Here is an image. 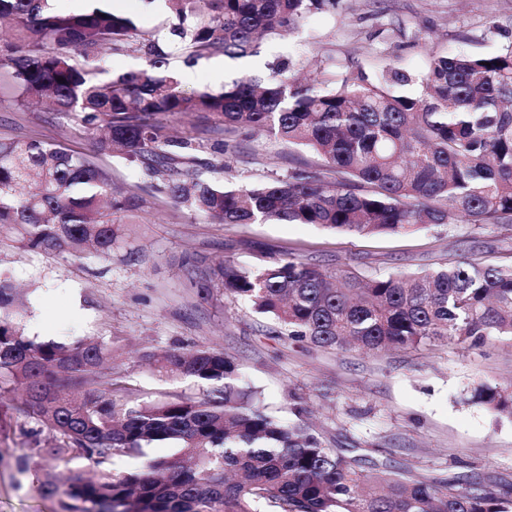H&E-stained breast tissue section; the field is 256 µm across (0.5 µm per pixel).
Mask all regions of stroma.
<instances>
[{
  "label": "stroma",
  "mask_w": 512,
  "mask_h": 512,
  "mask_svg": "<svg viewBox=\"0 0 512 512\" xmlns=\"http://www.w3.org/2000/svg\"><path fill=\"white\" fill-rule=\"evenodd\" d=\"M107 7L156 36L188 91L218 92L245 74L268 78L273 65L285 63L312 75L373 76L390 63L416 74L434 55L462 49L489 54L512 44V0H341L334 9L307 15L289 33L264 37L251 56L212 55L188 64L169 33L163 0H108ZM17 96L0 70V140L70 148L142 199L127 245L108 258L29 248L16 230L0 228V270L21 290L18 317L28 336L111 341L113 376L143 397L202 393L194 379L160 377L149 353L220 350L236 359L240 385L258 391L284 422L309 425L325 447L390 459L417 477L471 475L512 492V420L466 400L479 384H512V336L468 348L436 341L408 350H325L281 336L272 317L233 301L223 289L202 292L191 276L193 266L229 258L255 268L294 257L334 278L351 272L366 280L434 269L459 257L496 261L512 255V227L441 224L357 236L308 224H221L175 207L124 155L97 150L79 119L20 107ZM162 122L169 134L190 140L185 155L204 178L227 187L287 175L300 161L319 162L306 149L244 129L228 133L199 114H171ZM50 438L49 430L24 418L0 436V454L28 455L30 467L21 475L0 465V512H52L36 476L63 480L77 465H44L33 448Z\"/></svg>",
  "instance_id": "stroma-1"
}]
</instances>
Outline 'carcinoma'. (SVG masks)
I'll return each instance as SVG.
<instances>
[{
	"label": "carcinoma",
	"mask_w": 512,
	"mask_h": 512,
	"mask_svg": "<svg viewBox=\"0 0 512 512\" xmlns=\"http://www.w3.org/2000/svg\"><path fill=\"white\" fill-rule=\"evenodd\" d=\"M57 13L49 0H0L14 41L0 45L19 104L35 99L74 115L101 151L114 148L158 180L177 207L224 224H310L359 235L403 234L428 224H512V46L484 55L435 56L420 74L388 66L377 77L301 80L279 65L271 80L243 76L220 92L185 93L157 39L87 0ZM186 58L255 53L264 32L290 31L341 0H163ZM133 49L146 65L101 78L108 51ZM332 88H327V85ZM199 113L317 153L286 177L226 189L182 161L188 142L167 136L161 116ZM139 208L131 190L87 159L41 140L0 141V224L25 246L104 257L124 240ZM206 286L269 314L290 338L324 349H416L436 340L462 347L512 336V264L461 258L416 273L335 287L319 268L287 257L257 268L227 259L198 270ZM15 286L0 277V433L20 418L55 440L37 452L96 470L60 486L38 481L57 512H512L484 481L413 477L392 462H365L326 448L286 424L239 386L234 357L210 348L151 354L163 377H191L202 397L139 398L98 368L112 345L39 341L10 317ZM469 401L512 420V389L480 384ZM172 445L154 456L149 448ZM116 456L139 461L114 474Z\"/></svg>",
	"instance_id": "1"
}]
</instances>
